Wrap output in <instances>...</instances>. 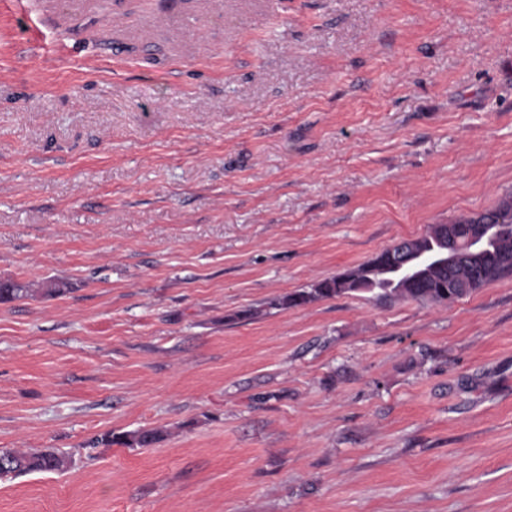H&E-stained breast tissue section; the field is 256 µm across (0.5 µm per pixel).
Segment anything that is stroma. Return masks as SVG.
<instances>
[{
	"mask_svg": "<svg viewBox=\"0 0 512 512\" xmlns=\"http://www.w3.org/2000/svg\"><path fill=\"white\" fill-rule=\"evenodd\" d=\"M509 193L512 0H0V512H512V275L276 305ZM160 440V434L155 430H140L135 432L113 434L108 432L102 438L109 445L125 447H150ZM7 468L0 467V479L30 472H60L70 466V459L54 451L5 452Z\"/></svg>",
	"mask_w": 512,
	"mask_h": 512,
	"instance_id": "obj_1",
	"label": "stroma"
}]
</instances>
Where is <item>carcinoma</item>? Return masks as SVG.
<instances>
[{
  "label": "carcinoma",
  "instance_id": "cac0c4a2",
  "mask_svg": "<svg viewBox=\"0 0 512 512\" xmlns=\"http://www.w3.org/2000/svg\"><path fill=\"white\" fill-rule=\"evenodd\" d=\"M512 212V194L501 198L498 204L473 216L459 217L447 224H434L426 234L407 242L392 246L394 252L401 249L426 252L432 255L449 253L454 257L452 264L432 266L427 274L414 281L391 282L379 279L374 287H368L371 279L367 266L360 264L350 270V278L339 276L324 279L314 288H305L283 296L275 306L296 307L319 299L342 297L353 293H366L378 303L416 302L437 306H450L472 294L486 284L512 273V222L508 213ZM489 224V239L483 250L475 252L461 239L450 240L451 226ZM30 288L16 281H0V303H9L27 297ZM160 440L155 430L112 434L103 437L109 445L125 447H150ZM9 464L0 468V479L30 472H60L70 466V459L54 451L9 452Z\"/></svg>",
  "mask_w": 512,
  "mask_h": 512
}]
</instances>
